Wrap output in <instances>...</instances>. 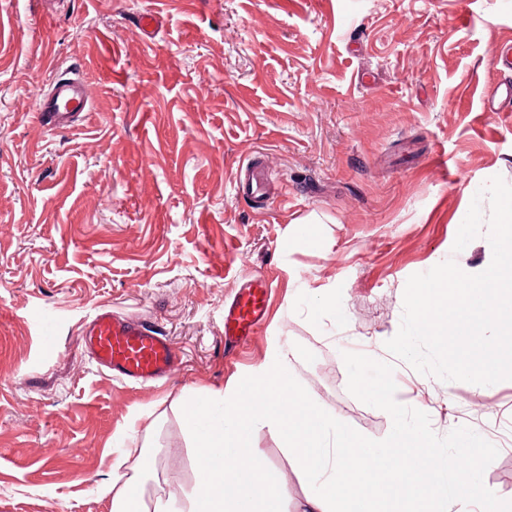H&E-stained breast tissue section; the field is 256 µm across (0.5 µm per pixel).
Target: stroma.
I'll use <instances>...</instances> for the list:
<instances>
[{
	"label": "stroma",
	"mask_w": 512,
	"mask_h": 512,
	"mask_svg": "<svg viewBox=\"0 0 512 512\" xmlns=\"http://www.w3.org/2000/svg\"><path fill=\"white\" fill-rule=\"evenodd\" d=\"M509 44L512 0H0V512H111L121 456L149 457L146 504L187 501L182 400L283 349L314 402L376 440L392 419L348 392L342 354L393 364L397 400L437 435L498 448L483 483L512 496V380L446 382L385 347L411 275L491 262L486 236L452 247L478 189L512 185V111L482 97ZM72 63L90 111L47 131L33 101ZM248 166L272 173L264 197L240 192ZM258 275L270 314L225 352L224 308ZM321 291L335 312L312 309ZM103 307L173 344L167 378L97 368L80 333ZM251 445L296 512L309 488L284 441L260 426Z\"/></svg>",
	"instance_id": "stroma-1"
}]
</instances>
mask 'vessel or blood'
<instances>
[{"mask_svg":"<svg viewBox=\"0 0 512 512\" xmlns=\"http://www.w3.org/2000/svg\"><path fill=\"white\" fill-rule=\"evenodd\" d=\"M49 94L38 96L35 112L49 130L73 127L87 116L90 106L83 74L76 70L53 75ZM267 283L258 277L240 287L224 317L230 338L253 335L267 316ZM81 339L96 364L106 373L131 384H146L168 376L176 363V350L150 326L98 310L83 328Z\"/></svg>","mask_w":512,"mask_h":512,"instance_id":"b4317fda","label":"vessel or blood"}]
</instances>
